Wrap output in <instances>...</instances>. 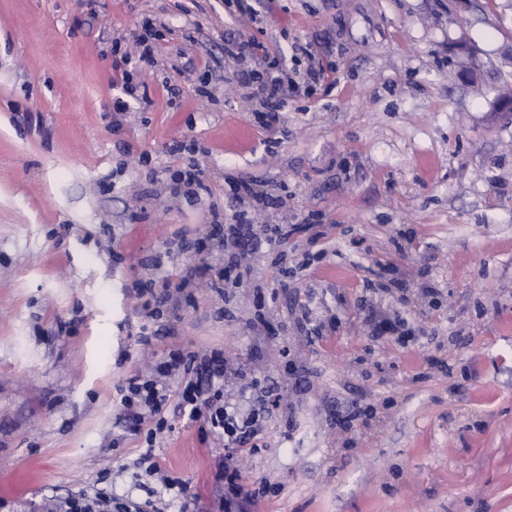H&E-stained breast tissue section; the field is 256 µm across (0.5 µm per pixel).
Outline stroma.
Returning a JSON list of instances; mask_svg holds the SVG:
<instances>
[{
  "instance_id": "stroma-1",
  "label": "stroma",
  "mask_w": 512,
  "mask_h": 512,
  "mask_svg": "<svg viewBox=\"0 0 512 512\" xmlns=\"http://www.w3.org/2000/svg\"><path fill=\"white\" fill-rule=\"evenodd\" d=\"M147 19L161 36L129 94L112 43L133 49ZM249 37L294 78L309 57L332 65L335 85L290 97L268 131L240 81L253 60L224 51ZM508 87L512 0H0V512L102 481L164 512H218L223 443L177 421L156 476L116 420V386L176 347L223 349L280 396L258 452L239 455L232 512H512ZM191 162L207 195L174 186ZM242 178L279 199L258 222L296 232L261 244L227 293L143 307L135 283L223 270L219 241L193 256L167 242L223 221ZM314 247L327 257L301 268ZM383 265L409 306L379 289ZM260 297L269 336L249 324ZM367 301L428 344L370 336Z\"/></svg>"
}]
</instances>
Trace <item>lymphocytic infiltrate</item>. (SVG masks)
I'll return each instance as SVG.
<instances>
[{
    "mask_svg": "<svg viewBox=\"0 0 512 512\" xmlns=\"http://www.w3.org/2000/svg\"><path fill=\"white\" fill-rule=\"evenodd\" d=\"M247 79L257 83L262 94L263 110L258 118L265 127H276L291 92L298 85L315 89L328 83L331 76L322 64H313L307 69L303 80L290 76L287 67L277 66L275 72L251 71ZM252 211H236L229 223L221 225L220 234L229 256L226 274L240 273L245 268V254L240 251L243 243L258 236V227L253 222ZM244 382L252 390L260 392L259 407L242 411L224 394L227 374ZM272 388L255 373L234 366L225 357L223 350L213 349L202 356L181 350H173L153 363L147 373L127 376L116 388L113 404L120 421L128 424L131 431L145 436L148 446L141 456L150 473H157L151 451L158 436L171 430L170 411H177L190 421L205 419L209 435L222 440L226 448L223 463L218 464L216 481L225 482L227 490L220 501L225 512L235 498L242 493L238 485V470L235 463L240 447L258 433L262 419L269 410ZM49 512H143L136 502L123 500L101 492H81L55 503Z\"/></svg>",
    "mask_w": 512,
    "mask_h": 512,
    "instance_id": "obj_1",
    "label": "lymphocytic infiltrate"
}]
</instances>
